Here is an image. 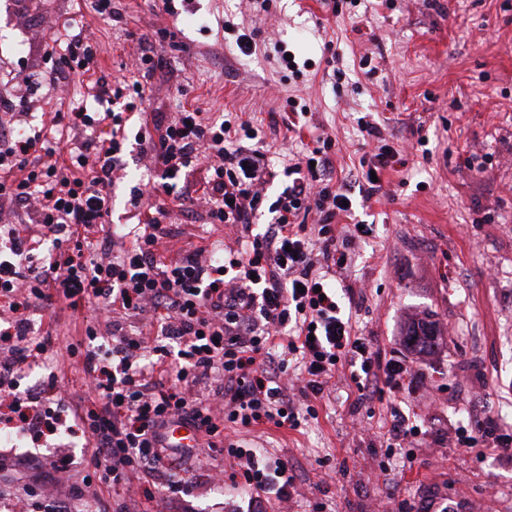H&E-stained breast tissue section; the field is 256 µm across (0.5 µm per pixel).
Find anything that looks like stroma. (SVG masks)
<instances>
[{
    "label": "stroma",
    "mask_w": 512,
    "mask_h": 512,
    "mask_svg": "<svg viewBox=\"0 0 512 512\" xmlns=\"http://www.w3.org/2000/svg\"><path fill=\"white\" fill-rule=\"evenodd\" d=\"M95 0H0V75L15 80L47 70L42 16L81 21L109 80L128 77L127 57L148 39L165 66L147 85L143 112L196 108L232 113L264 137L276 163L319 133L336 139L339 176L372 157L358 117L393 129L408 165L385 171V197L367 213L371 236L354 243L343 279L361 289L356 328L382 353L407 352L410 325L434 329L419 358L421 379L383 401H362L347 375L318 406L317 419L295 431L272 425L227 439L286 461L293 496L251 499L214 489L209 465L188 459L180 473L186 512H512V450L457 447L454 426L488 414L512 429V0H357L332 15L322 0H177L176 14L153 0H112L104 21ZM235 23L222 32L224 20ZM257 49L244 55L237 35ZM346 74L327 73L325 43ZM293 55L300 72L282 64ZM375 75H367V67ZM306 107L300 132L271 125L287 99ZM484 171H476L477 159ZM112 195V221L128 223L130 192L152 173L139 148ZM177 240L217 241L223 225L171 207L164 219ZM421 426L412 449L388 454L380 433L391 407ZM21 498L28 512L50 501L26 472L0 470V512Z\"/></svg>",
    "instance_id": "1"
}]
</instances>
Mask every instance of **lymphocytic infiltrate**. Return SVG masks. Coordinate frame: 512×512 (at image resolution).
<instances>
[{
  "instance_id": "lymphocytic-infiltrate-1",
  "label": "lymphocytic infiltrate",
  "mask_w": 512,
  "mask_h": 512,
  "mask_svg": "<svg viewBox=\"0 0 512 512\" xmlns=\"http://www.w3.org/2000/svg\"><path fill=\"white\" fill-rule=\"evenodd\" d=\"M46 46L57 64L25 78L27 91L83 79L87 97L32 132L0 124V358L11 398L0 424L21 429L30 411L65 409L93 482L72 488L56 512L80 501L95 512H142L130 489L147 477L165 500H179L181 463L167 439L174 425L193 432L196 459L233 458L223 474L230 484L287 502V463L225 443L226 427L299 429L317 417L315 404L342 367L364 400L418 376L410 359L382 360L346 313L355 289L336 274L350 266L363 232L343 222L354 196L336 176L335 139L317 137L278 169L249 122L197 109L154 113L151 129L133 139L157 177L133 191L136 223L115 226L127 114L162 62L140 49L138 80L109 83L96 48L69 19ZM359 130L375 145L359 194L367 203L399 153L382 126L365 121ZM173 205L205 208L233 244L170 246L162 219ZM37 311L62 336L32 337ZM67 366L87 393L70 391ZM27 368L43 371L39 384H24ZM454 437L466 448L512 445L491 416L458 426ZM103 487L123 493L120 506L100 495Z\"/></svg>"
}]
</instances>
